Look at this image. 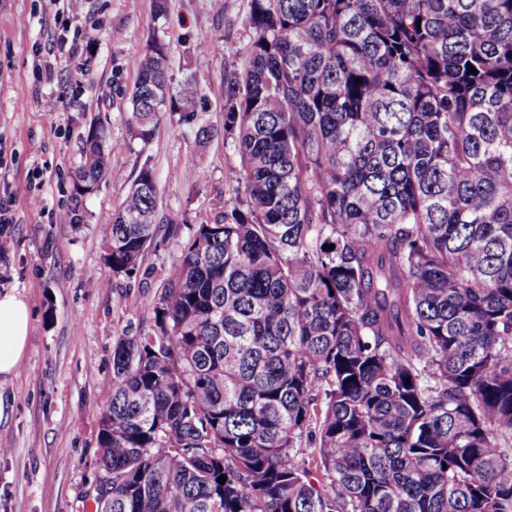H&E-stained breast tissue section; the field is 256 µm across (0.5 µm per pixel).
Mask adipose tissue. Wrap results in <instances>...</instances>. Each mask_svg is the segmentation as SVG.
Returning a JSON list of instances; mask_svg holds the SVG:
<instances>
[{
	"label": "adipose tissue",
	"instance_id": "adipose-tissue-1",
	"mask_svg": "<svg viewBox=\"0 0 512 512\" xmlns=\"http://www.w3.org/2000/svg\"><path fill=\"white\" fill-rule=\"evenodd\" d=\"M30 328L27 300L15 292L0 294V377L12 375L23 359Z\"/></svg>",
	"mask_w": 512,
	"mask_h": 512
}]
</instances>
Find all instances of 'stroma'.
Instances as JSON below:
<instances>
[{"label": "stroma", "mask_w": 512, "mask_h": 512, "mask_svg": "<svg viewBox=\"0 0 512 512\" xmlns=\"http://www.w3.org/2000/svg\"><path fill=\"white\" fill-rule=\"evenodd\" d=\"M250 0H0V199L15 220L0 224V292L30 307L28 349L0 378V512H93L85 491L97 471V434L112 397V348L119 336L147 332L148 309L117 306L118 295L158 293L193 229L240 205L227 175L240 156L224 135V78L240 70L251 40ZM98 30L89 45L88 26ZM205 37L215 47L197 56ZM166 47L169 88L198 89L193 123L163 118L148 144L130 142L127 104L115 84L132 88L152 42ZM45 99L57 102L43 111ZM108 128L107 152L120 176L86 201L79 225L57 223L68 209L79 145L91 123ZM212 133L202 141L196 132ZM158 189L157 235L140 272L113 274L102 227L111 223L143 164Z\"/></svg>", "instance_id": "35a3bbf8"}]
</instances>
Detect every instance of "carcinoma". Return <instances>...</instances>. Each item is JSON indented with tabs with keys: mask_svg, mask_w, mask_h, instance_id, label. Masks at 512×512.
Returning a JSON list of instances; mask_svg holds the SVG:
<instances>
[{
	"mask_svg": "<svg viewBox=\"0 0 512 512\" xmlns=\"http://www.w3.org/2000/svg\"><path fill=\"white\" fill-rule=\"evenodd\" d=\"M250 3L224 94L243 204L113 346L109 512H512V0ZM168 81L156 42L115 85L131 142L193 117ZM105 141L82 140L69 224L122 177ZM157 195L145 162L103 230L113 273Z\"/></svg>",
	"mask_w": 512,
	"mask_h": 512,
	"instance_id": "carcinoma-1",
	"label": "carcinoma"
}]
</instances>
